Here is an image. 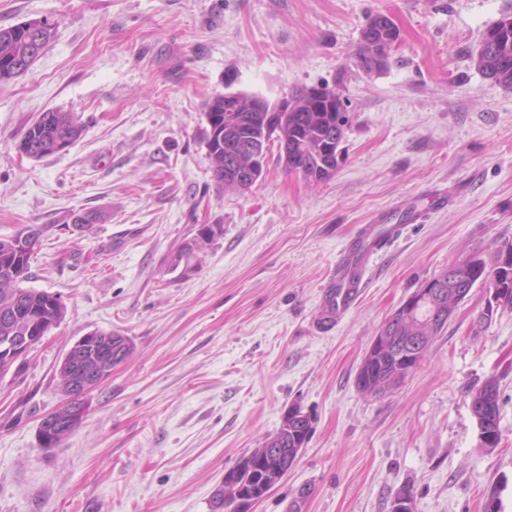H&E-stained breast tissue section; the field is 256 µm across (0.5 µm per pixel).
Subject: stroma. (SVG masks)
Here are the masks:
<instances>
[{"mask_svg": "<svg viewBox=\"0 0 512 512\" xmlns=\"http://www.w3.org/2000/svg\"><path fill=\"white\" fill-rule=\"evenodd\" d=\"M378 13L401 40L369 73L357 51ZM507 14L512 0H0L2 28L56 27L0 84V238L38 229L27 285L67 308L0 376V512H210L225 471L295 403L312 433L255 512H390L404 485L417 512L492 500L512 512V310L482 321L488 294L473 288L398 389L356 385L372 338L417 288L512 239V89L473 60ZM321 83L350 115L333 176L310 182L272 160L251 190H217L206 102L242 91L275 103ZM49 110L80 115L81 139L20 156ZM383 213L401 234L325 323L337 260ZM204 224L222 231L173 266ZM95 330L135 350L79 428L40 447L38 425L63 401L59 365ZM490 378L491 452L470 407ZM493 395L496 400V413L493 417V421L489 420L484 413L482 412V403L486 396ZM499 389L498 384L495 379L490 378L488 379L480 388H478L475 392L471 395V411L473 416L475 417L477 421L478 428H481L479 430V442L480 447L487 450V448L491 451L492 449L496 448L499 444L500 435L495 429L494 433H485L484 430L485 427H483V423H485L486 426L495 424L497 428L498 426V420H499Z\"/></svg>", "mask_w": 512, "mask_h": 512, "instance_id": "stroma-1", "label": "stroma"}]
</instances>
